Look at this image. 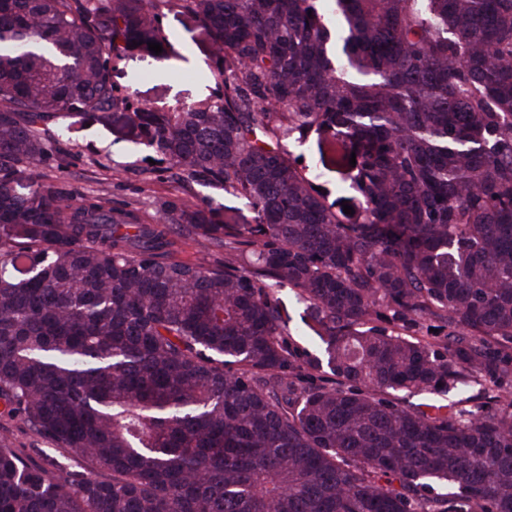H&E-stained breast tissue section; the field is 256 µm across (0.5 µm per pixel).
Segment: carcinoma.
Masks as SVG:
<instances>
[{
    "label": "carcinoma",
    "instance_id": "1",
    "mask_svg": "<svg viewBox=\"0 0 512 512\" xmlns=\"http://www.w3.org/2000/svg\"><path fill=\"white\" fill-rule=\"evenodd\" d=\"M161 2L218 95L147 144L255 224L33 176L64 117L127 109L112 62L171 46ZM312 133L360 223L289 150ZM511 371L512 0H0V416L88 465L1 439L0 512H512V398L397 397Z\"/></svg>",
    "mask_w": 512,
    "mask_h": 512
}]
</instances>
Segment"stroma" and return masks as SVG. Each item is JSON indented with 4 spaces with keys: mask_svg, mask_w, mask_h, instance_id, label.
I'll return each instance as SVG.
<instances>
[{
    "mask_svg": "<svg viewBox=\"0 0 512 512\" xmlns=\"http://www.w3.org/2000/svg\"><path fill=\"white\" fill-rule=\"evenodd\" d=\"M162 23L174 36L173 50L167 58L133 54L112 68L115 90L129 98L132 111L116 112L109 118L99 112L69 115L64 120V142L49 163L36 168L35 174L66 194L97 195L113 205L137 209L146 222L153 224L162 217L163 203L177 198L212 208L213 220L218 224L227 220L255 223V212L241 199L221 191L204 197L197 186L173 182L166 174L164 156L144 144V116L197 106L212 100L216 93L210 77L211 41L200 23L173 11L164 13ZM137 108L143 110V118L134 117ZM291 151L309 168L327 203L338 211L351 206L345 222H360L364 215L362 201L337 193L336 175L322 167L315 140L292 145Z\"/></svg>",
    "mask_w": 512,
    "mask_h": 512,
    "instance_id": "35a3bbf8",
    "label": "stroma"
}]
</instances>
